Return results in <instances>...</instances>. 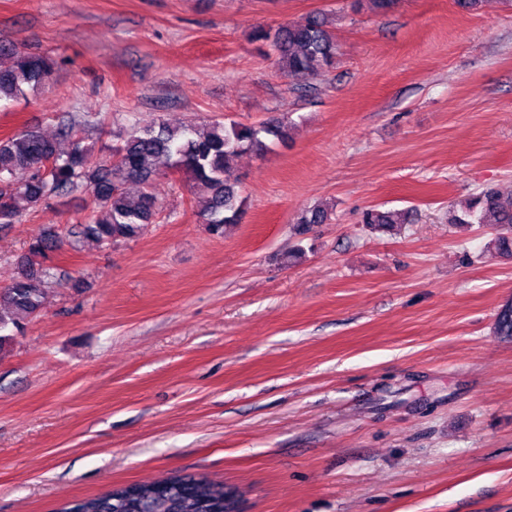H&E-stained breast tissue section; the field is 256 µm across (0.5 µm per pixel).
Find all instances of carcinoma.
<instances>
[{
  "label": "carcinoma",
  "mask_w": 512,
  "mask_h": 512,
  "mask_svg": "<svg viewBox=\"0 0 512 512\" xmlns=\"http://www.w3.org/2000/svg\"><path fill=\"white\" fill-rule=\"evenodd\" d=\"M252 41L270 47L286 76L317 75L333 67L338 55L336 39L319 13L277 28L258 27ZM0 55L11 57L10 65L0 67V101H14L50 83L54 58L5 46H0ZM288 134V121L274 117L252 126L231 121L172 127L153 121L127 130L112 160L99 164L79 141L63 151L56 139L36 129L26 130L0 139V228L19 221L53 196L89 190L96 214L72 225L69 244L93 241L103 247L135 238L157 223L161 212L149 185L159 174L172 170L191 182L203 199L198 212L201 222L212 235L222 237L228 226L240 223L245 212L234 175L237 159L246 152L262 153L267 141L283 142ZM129 184H138L142 190L132 195L127 191ZM329 220L327 208L314 206L298 218L299 234ZM362 223L388 229L397 223V214L370 208L363 213ZM449 223L490 225L496 231L491 249L512 257V193L488 190L474 196L461 213L451 214ZM62 243L54 229H44L29 242L19 275L0 288V355L23 331V320L42 311L55 283L46 262ZM494 332L512 340L511 302L497 311ZM60 512H224V488L205 477L173 475L70 502Z\"/></svg>",
  "instance_id": "cac0c4a2"
}]
</instances>
